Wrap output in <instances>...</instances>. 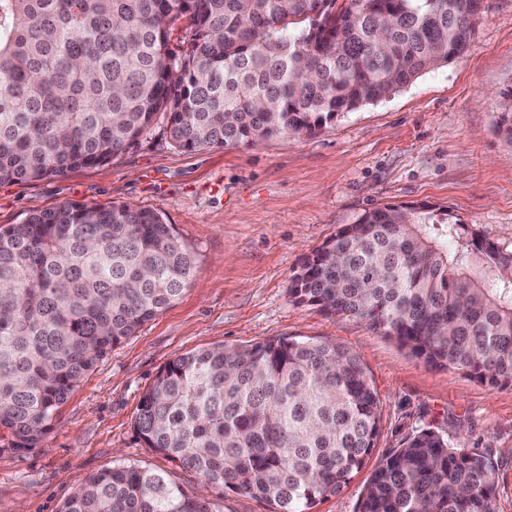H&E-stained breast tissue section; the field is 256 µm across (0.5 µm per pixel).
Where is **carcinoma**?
Instances as JSON below:
<instances>
[{"label": "carcinoma", "instance_id": "1", "mask_svg": "<svg viewBox=\"0 0 512 512\" xmlns=\"http://www.w3.org/2000/svg\"><path fill=\"white\" fill-rule=\"evenodd\" d=\"M481 0H0V182L103 164L164 121L179 149L312 133L467 49ZM191 33L171 44L180 22ZM499 129L512 140V92ZM151 210L69 202L0 227V429L32 447L89 370L189 285ZM291 297L431 367L512 385V251L428 206L371 210L306 256ZM149 448L272 512H313L376 447L360 357L278 336L166 363ZM498 466L431 429L385 454L357 512H496ZM60 512H222L163 473L104 470Z\"/></svg>", "mask_w": 512, "mask_h": 512}]
</instances>
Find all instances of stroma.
I'll use <instances>...</instances> for the list:
<instances>
[{
    "label": "stroma",
    "instance_id": "1",
    "mask_svg": "<svg viewBox=\"0 0 512 512\" xmlns=\"http://www.w3.org/2000/svg\"><path fill=\"white\" fill-rule=\"evenodd\" d=\"M510 92L512 0H482L460 58L313 134L187 151L158 127L110 162L0 183V226L66 202H117L157 212L196 256L180 298L81 379L36 445L16 448L0 431V512H60L89 478L129 463L199 490L198 472L136 435L141 399L179 355L276 336L332 340L360 356L380 402L373 460L433 429L494 456L497 512H512V386L428 366L362 320L288 294L306 255L386 205L447 211L512 250V143L497 125Z\"/></svg>",
    "mask_w": 512,
    "mask_h": 512
}]
</instances>
